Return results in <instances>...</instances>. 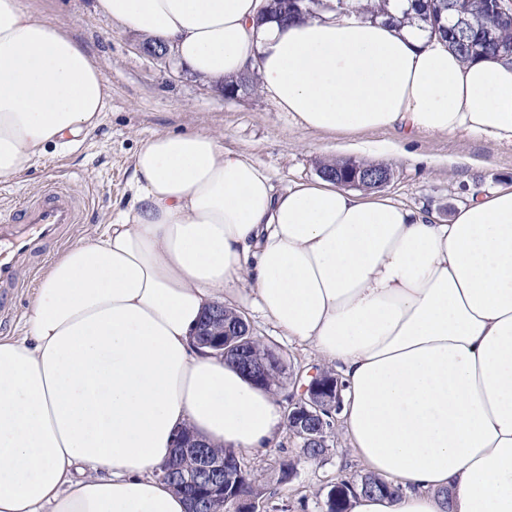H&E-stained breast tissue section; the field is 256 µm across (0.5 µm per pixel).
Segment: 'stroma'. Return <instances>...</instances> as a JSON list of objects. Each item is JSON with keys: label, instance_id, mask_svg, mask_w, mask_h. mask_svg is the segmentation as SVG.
I'll use <instances>...</instances> for the list:
<instances>
[{"label": "stroma", "instance_id": "stroma-1", "mask_svg": "<svg viewBox=\"0 0 512 512\" xmlns=\"http://www.w3.org/2000/svg\"><path fill=\"white\" fill-rule=\"evenodd\" d=\"M44 20L63 26L88 51L106 87L101 120L94 133L70 143L48 146L26 173L0 180V214L24 195L35 192L48 176L70 178L77 194L87 196L84 224L74 236L102 233L113 215L128 207L133 156L150 137L161 132L196 130L220 135L225 148L261 164L276 191L296 182L320 178L322 159L335 154L340 135L296 126L277 111L259 90L225 97L221 86L188 72L176 60H156L138 49L140 34L113 25L95 0H21ZM404 153L388 161L390 181L381 189L407 207L435 214L445 222L473 191L512 184V149L483 139L458 135H421L404 144ZM41 271L24 275L15 306L0 319V338L26 332V316L41 280ZM254 335L276 344L283 354V387L277 398L288 406L295 394L294 375L318 361L304 346L290 342L257 311L244 308ZM329 449L318 460L303 458L301 442L284 433L271 448L244 460L267 479L266 512H323L324 495L337 479L363 476L365 469L352 454L340 429H333ZM297 463V474L286 484L276 477L282 459Z\"/></svg>", "mask_w": 512, "mask_h": 512}]
</instances>
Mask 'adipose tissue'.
I'll return each mask as SVG.
<instances>
[{"label": "adipose tissue", "mask_w": 512, "mask_h": 512, "mask_svg": "<svg viewBox=\"0 0 512 512\" xmlns=\"http://www.w3.org/2000/svg\"><path fill=\"white\" fill-rule=\"evenodd\" d=\"M368 0L279 21L266 0H97L214 83L253 73L337 154L467 134L512 148V63L373 18ZM106 96L67 31L0 0V179L91 134ZM133 198L45 271L20 338H0V512H188L157 476L178 430L252 453L286 430L273 391L193 343L206 309L249 302L343 374L342 430L397 497L351 512H512V187L438 223L318 179L275 191L213 133L162 132ZM450 499H443V492Z\"/></svg>", "instance_id": "1"}]
</instances>
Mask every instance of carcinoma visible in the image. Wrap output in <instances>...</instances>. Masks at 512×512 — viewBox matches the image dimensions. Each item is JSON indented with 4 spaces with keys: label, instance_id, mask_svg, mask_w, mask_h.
Returning a JSON list of instances; mask_svg holds the SVG:
<instances>
[{
    "label": "carcinoma",
    "instance_id": "carcinoma-1",
    "mask_svg": "<svg viewBox=\"0 0 512 512\" xmlns=\"http://www.w3.org/2000/svg\"><path fill=\"white\" fill-rule=\"evenodd\" d=\"M289 0H273L270 5L271 16L282 21L308 16L318 7L315 0H303L301 8L293 10L288 7ZM432 5L429 0H409V7L404 9L398 22L416 25L421 30L438 34L448 39V48L454 50L464 59H476L486 55H498V46L505 45L512 50V23L501 19L496 11L495 0H444L436 7L435 23L428 22ZM248 327L242 326L244 336L238 337L247 343L245 350L257 359L268 355L267 346L247 334ZM283 362H276L269 367L262 386L276 391L280 388ZM210 454L224 455V475L221 482L225 484L224 508H234V499L241 497L262 498L266 495V486L248 466L239 452L233 448L214 449L206 447ZM172 470V477L188 472L196 466V459L174 451V455L164 463ZM341 488L334 493L327 490L324 499L325 512H350L351 499L357 495H379L391 497L397 488L384 479L373 474H366L360 480L342 479Z\"/></svg>",
    "mask_w": 512,
    "mask_h": 512
}]
</instances>
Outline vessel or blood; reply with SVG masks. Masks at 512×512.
I'll return each mask as SVG.
<instances>
[{
	"instance_id": "1",
	"label": "vessel or blood",
	"mask_w": 512,
	"mask_h": 512,
	"mask_svg": "<svg viewBox=\"0 0 512 512\" xmlns=\"http://www.w3.org/2000/svg\"><path fill=\"white\" fill-rule=\"evenodd\" d=\"M85 209L84 197L69 180L51 177L37 192L23 197L8 221H0V311L9 312L24 266L81 223Z\"/></svg>"
}]
</instances>
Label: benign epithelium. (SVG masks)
Returning a JSON list of instances; mask_svg holds the SVG:
<instances>
[{
	"label": "benign epithelium",
	"mask_w": 512,
	"mask_h": 512,
	"mask_svg": "<svg viewBox=\"0 0 512 512\" xmlns=\"http://www.w3.org/2000/svg\"><path fill=\"white\" fill-rule=\"evenodd\" d=\"M139 49L144 54L157 59L172 57V51L164 44L146 43L139 44ZM391 177L390 170L382 166L379 174L369 178L366 172L355 167L349 174L343 177L339 185L344 187H356L378 189L385 185ZM206 323L198 328L193 335L199 345H207L220 353L229 351L230 346L225 343V337L232 332L223 329L215 333L209 331L213 326L224 324V307L214 306L207 310ZM311 380L300 387V393L290 401L288 407V419L294 425L295 435L301 438L303 445H326L327 435L332 428V413L341 408V388L338 381L325 379V375L313 370L308 372ZM176 447L185 454H191L197 459V470L184 476L182 484H199L206 477H218L224 474V457L206 454L201 451L202 444L193 436L178 434Z\"/></svg>",
	"instance_id": "1"
}]
</instances>
